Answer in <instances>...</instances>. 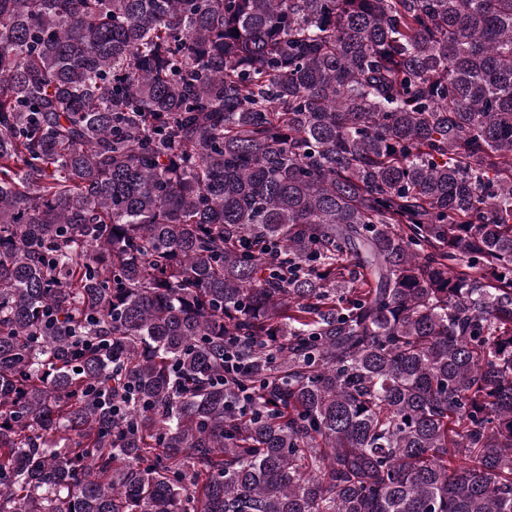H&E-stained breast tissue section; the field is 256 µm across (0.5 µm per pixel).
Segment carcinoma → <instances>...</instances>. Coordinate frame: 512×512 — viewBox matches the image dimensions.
<instances>
[{
  "label": "carcinoma",
  "mask_w": 512,
  "mask_h": 512,
  "mask_svg": "<svg viewBox=\"0 0 512 512\" xmlns=\"http://www.w3.org/2000/svg\"><path fill=\"white\" fill-rule=\"evenodd\" d=\"M0 512H512V0H0Z\"/></svg>",
  "instance_id": "cac0c4a2"
}]
</instances>
